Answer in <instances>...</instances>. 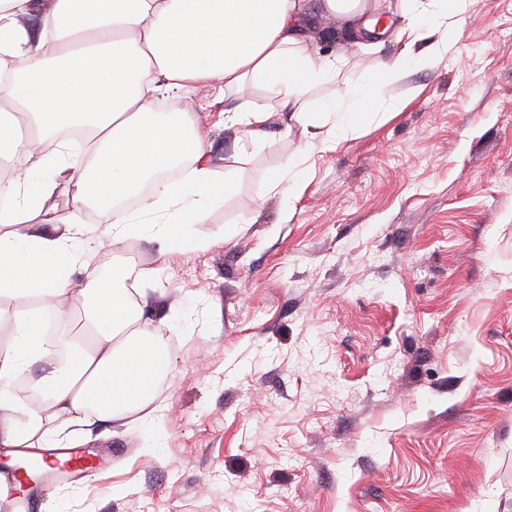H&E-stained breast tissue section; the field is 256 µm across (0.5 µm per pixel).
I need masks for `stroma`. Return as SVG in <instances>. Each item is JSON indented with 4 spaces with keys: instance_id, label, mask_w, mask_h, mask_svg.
<instances>
[{
    "instance_id": "stroma-1",
    "label": "stroma",
    "mask_w": 512,
    "mask_h": 512,
    "mask_svg": "<svg viewBox=\"0 0 512 512\" xmlns=\"http://www.w3.org/2000/svg\"><path fill=\"white\" fill-rule=\"evenodd\" d=\"M387 19L369 51L312 11L310 50L345 65L306 109L401 51ZM446 38L290 198L258 189L301 130L239 158L224 124L259 90L163 96L236 191L194 227L209 248L162 263L132 240L74 274L156 270L146 315L176 366L149 421L72 440L117 448L101 483L33 485L38 512H512V0H468Z\"/></svg>"
}]
</instances>
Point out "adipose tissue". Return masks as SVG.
I'll return each instance as SVG.
<instances>
[{
  "instance_id": "adipose-tissue-1",
  "label": "adipose tissue",
  "mask_w": 512,
  "mask_h": 512,
  "mask_svg": "<svg viewBox=\"0 0 512 512\" xmlns=\"http://www.w3.org/2000/svg\"><path fill=\"white\" fill-rule=\"evenodd\" d=\"M467 0H401L403 50L370 80L320 101L300 102L335 80L338 55L310 52L304 22L310 0H53L31 29L18 22L32 0H0V98L31 119L30 135L0 118V149L27 164L23 177L0 178V298L10 336L0 344V447L21 456L53 434L52 420L85 427L122 420L148 407L160 373L172 360L163 328L144 321L129 284H146L151 270L127 265L117 276H91L80 290L85 346L59 361L57 341L44 332L46 307L65 312L73 269L87 248L149 237L179 247L191 225L233 193L232 175L218 176L206 136L183 112L158 111L166 92L219 86L258 87L264 104L243 102L225 112L239 128L237 156L258 148L273 123L311 135L297 159L273 171L263 193L293 195L301 163L336 146L371 119L374 89L397 84L409 66L431 67L448 52L435 32L464 23ZM355 36L375 33L378 0H319L315 4ZM81 128V145L50 133ZM67 173L81 207L58 221L54 173ZM139 197V211L120 207ZM110 213L111 224L86 241L83 207ZM38 371L33 392L18 379Z\"/></svg>"
}]
</instances>
